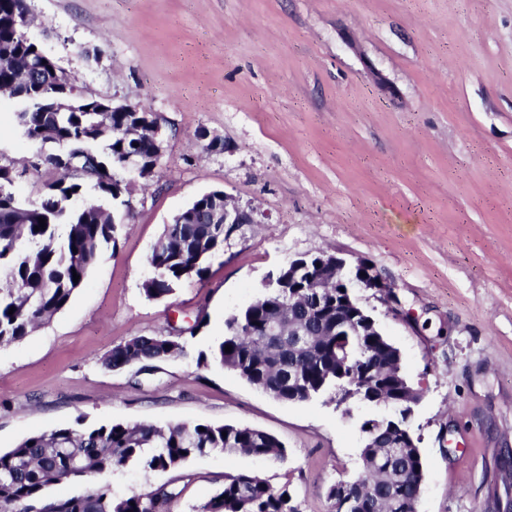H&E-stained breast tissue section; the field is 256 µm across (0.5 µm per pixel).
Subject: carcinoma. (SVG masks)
<instances>
[{
    "label": "carcinoma",
    "mask_w": 512,
    "mask_h": 512,
    "mask_svg": "<svg viewBox=\"0 0 512 512\" xmlns=\"http://www.w3.org/2000/svg\"><path fill=\"white\" fill-rule=\"evenodd\" d=\"M27 0H0V94L23 95L16 114L25 137L51 146L33 164L62 171L47 181L38 199L23 201L12 191V165L0 163V346L23 339L61 310L85 283L100 249L116 243L113 217L96 200L75 206L85 183L98 194L117 197L121 165L128 145L119 129L126 114L112 111V101L88 98L68 80L70 110L58 111L49 96L24 80L28 56H37L22 21ZM65 71L46 62L37 81L56 84ZM209 198L194 201L184 224L164 227L148 263L153 275L143 283L150 299L171 295L184 279L203 277L208 261L224 249V225L213 220ZM46 228L39 231V219ZM79 275L73 282V275ZM282 283L264 288L255 301L224 322L215 359L251 385L285 402H304L334 389L345 400L371 403L406 381L400 351L382 336H336L339 288L288 285V265L279 270ZM231 351H225L226 346ZM185 354L171 336L138 335L112 348L102 364L121 369L132 364L148 371L151 363ZM371 419L363 423L364 469L354 480L329 488L336 512H412L421 489L423 460L417 448H373ZM211 451L244 453L273 462L287 457L273 435L247 426L183 423L54 428L32 435L0 452V512H162L176 497L164 486L121 498L93 478L117 468L136 466L146 472L174 469L189 458ZM72 479L88 483L86 491L50 497L48 490ZM289 500H284V497ZM195 512H298L289 485L274 487L251 473L224 477V485Z\"/></svg>",
    "instance_id": "carcinoma-1"
}]
</instances>
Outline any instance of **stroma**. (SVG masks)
Here are the masks:
<instances>
[{
  "mask_svg": "<svg viewBox=\"0 0 512 512\" xmlns=\"http://www.w3.org/2000/svg\"><path fill=\"white\" fill-rule=\"evenodd\" d=\"M29 39L83 95L139 103L163 133L152 181L125 170L117 222L82 288L0 347V452L84 422L231 424L286 447L273 463L221 452L166 472L97 475L113 496L165 485L192 512L228 473L290 485L300 512H335L330 486L363 470L361 425L391 409L324 394L287 403L211 355L224 321L287 260L365 261L402 303L354 294L420 393L409 424L418 512H512V0H28ZM0 112V162L36 199L45 152ZM222 140L205 149L198 129ZM224 191L255 221L226 236L203 278L148 299V255L197 196ZM181 335L184 356L109 369L137 335ZM207 363H199V355Z\"/></svg>",
  "mask_w": 512,
  "mask_h": 512,
  "instance_id": "1",
  "label": "stroma"
}]
</instances>
